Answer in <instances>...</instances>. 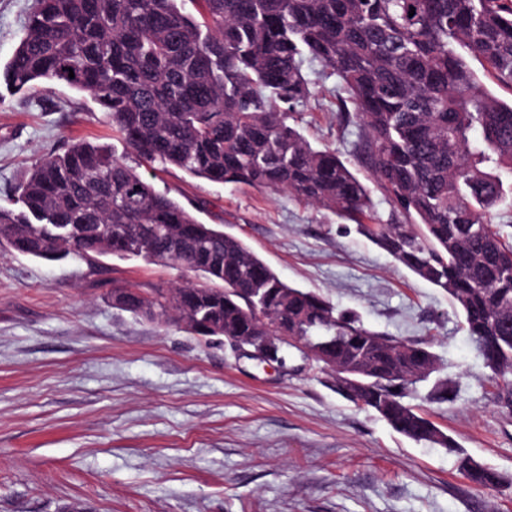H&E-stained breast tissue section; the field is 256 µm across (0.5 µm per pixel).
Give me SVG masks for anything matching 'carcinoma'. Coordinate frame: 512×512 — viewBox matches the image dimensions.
<instances>
[{
	"label": "carcinoma",
	"mask_w": 512,
	"mask_h": 512,
	"mask_svg": "<svg viewBox=\"0 0 512 512\" xmlns=\"http://www.w3.org/2000/svg\"><path fill=\"white\" fill-rule=\"evenodd\" d=\"M35 0L0 78L91 96L134 153L163 170L224 185L286 190L355 222L394 261L448 294L512 403V244L487 215L512 173V102L493 96L464 54L512 88V0ZM414 15H409L410 10ZM329 69L362 135L355 151L391 203L374 223L370 188L290 124ZM74 77H69V73ZM0 207V246L36 259L141 258L194 278L172 290L125 285L122 310L190 318L233 336L291 340L321 370L354 374L351 399L404 437L448 450L478 490L512 478L468 455L415 405L437 372L432 346L382 335L285 281L243 240L198 220L112 147L73 140L34 163ZM131 237L142 242L127 247ZM448 380L426 395L451 403Z\"/></svg>",
	"instance_id": "carcinoma-1"
}]
</instances>
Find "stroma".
<instances>
[{
  "label": "stroma",
  "mask_w": 512,
  "mask_h": 512,
  "mask_svg": "<svg viewBox=\"0 0 512 512\" xmlns=\"http://www.w3.org/2000/svg\"><path fill=\"white\" fill-rule=\"evenodd\" d=\"M35 0H0V66ZM303 72L293 115L317 148L348 160L360 132L335 78ZM135 155L91 98L61 84L0 83V206L65 141ZM158 189L241 238L288 284L393 338L428 341L451 404L413 405L475 460L512 475V412L446 293L398 266L353 221L282 191L214 184L142 166ZM183 273L143 259L97 267L0 247V512H512V488L479 491L445 449L412 442L338 392L331 371L292 353L285 369L175 323L112 304L119 281L168 287Z\"/></svg>",
  "instance_id": "stroma-1"
}]
</instances>
